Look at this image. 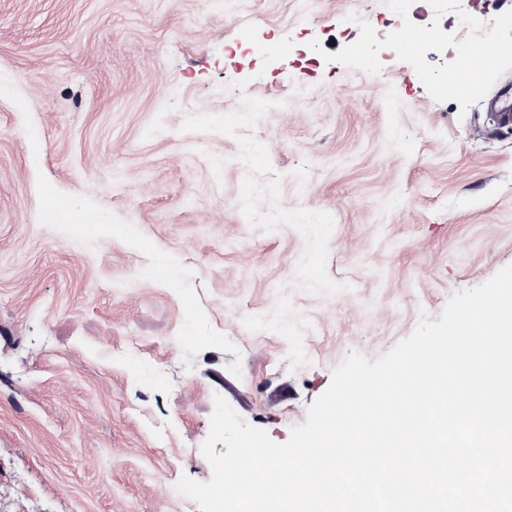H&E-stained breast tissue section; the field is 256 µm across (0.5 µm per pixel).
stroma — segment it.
Returning a JSON list of instances; mask_svg holds the SVG:
<instances>
[{
    "label": "stroma",
    "mask_w": 512,
    "mask_h": 512,
    "mask_svg": "<svg viewBox=\"0 0 512 512\" xmlns=\"http://www.w3.org/2000/svg\"><path fill=\"white\" fill-rule=\"evenodd\" d=\"M384 8L0 0V512H200L214 394L286 442L350 353L512 264L484 103L384 50L283 65Z\"/></svg>",
    "instance_id": "obj_1"
}]
</instances>
